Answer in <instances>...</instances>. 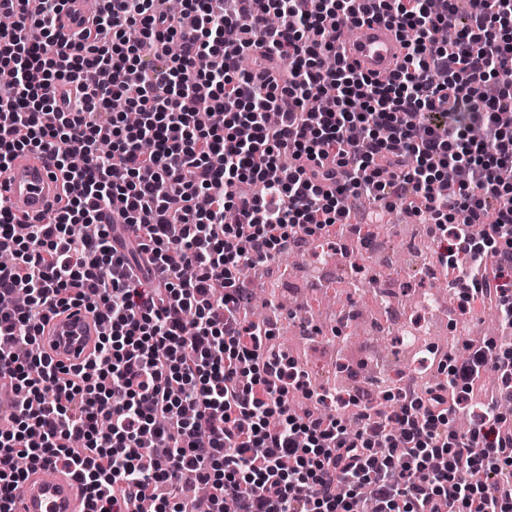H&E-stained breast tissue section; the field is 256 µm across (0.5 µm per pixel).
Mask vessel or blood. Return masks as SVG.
Segmentation results:
<instances>
[{
	"mask_svg": "<svg viewBox=\"0 0 512 512\" xmlns=\"http://www.w3.org/2000/svg\"><path fill=\"white\" fill-rule=\"evenodd\" d=\"M83 0H69L56 30V45L68 47L74 40V11L83 10ZM404 48L390 26L374 21L361 27L356 37L346 39L344 57L348 64L371 78L397 69ZM62 193V176L41 152H22L0 175V196L17 218L29 224L49 220ZM105 324L85 306L72 305L50 313L40 332L45 355L56 364L76 366L93 352ZM12 512H87L82 484L52 462L34 467L15 491Z\"/></svg>",
	"mask_w": 512,
	"mask_h": 512,
	"instance_id": "1",
	"label": "vessel or blood"
}]
</instances>
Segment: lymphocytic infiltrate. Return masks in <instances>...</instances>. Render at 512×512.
Here are the masks:
<instances>
[{
  "label": "lymphocytic infiltrate",
  "mask_w": 512,
  "mask_h": 512,
  "mask_svg": "<svg viewBox=\"0 0 512 512\" xmlns=\"http://www.w3.org/2000/svg\"><path fill=\"white\" fill-rule=\"evenodd\" d=\"M67 2L0 0V172L41 151L65 178L27 236L0 200L14 258L0 295L27 296L0 309V379L17 394L0 512L46 459L83 484L89 512H364L363 485L375 512L512 506V421L471 402L489 375L512 396L511 346L469 347L440 385L393 415L361 407L351 430L283 377L239 277L252 265L276 279L277 255L349 223L341 201L359 195L377 204L368 221L399 204L446 233L455 293L512 329V0L463 17L455 0H182L176 13L108 0L60 51ZM377 19L416 34L384 83L340 56L346 25ZM451 167L455 188L434 195ZM76 304L107 331L62 371L38 328Z\"/></svg>",
  "instance_id": "lymphocytic-infiltrate-1"
}]
</instances>
